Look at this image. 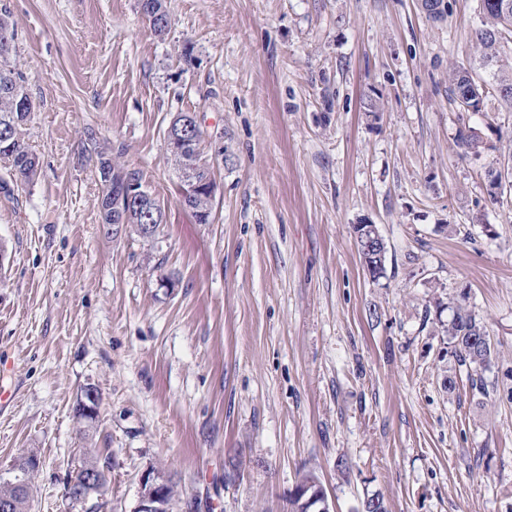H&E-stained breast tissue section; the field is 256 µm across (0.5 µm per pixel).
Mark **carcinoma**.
Listing matches in <instances>:
<instances>
[{
    "instance_id": "1",
    "label": "carcinoma",
    "mask_w": 512,
    "mask_h": 512,
    "mask_svg": "<svg viewBox=\"0 0 512 512\" xmlns=\"http://www.w3.org/2000/svg\"><path fill=\"white\" fill-rule=\"evenodd\" d=\"M157 0H140L142 13L149 20L155 34L163 35L168 31L169 15H164L165 24L160 19L152 17L147 9V2ZM486 13V22L482 29L476 33V43L483 65L495 68L498 71V81L494 88L497 96L506 104L512 106V63L504 59L501 49L503 44L512 43V14L503 15L496 7V0H483ZM10 44L0 41V162L11 172L15 181L20 184L31 183L39 174V160L25 140L23 126L30 111L22 110L18 100L27 96L24 88L23 72L18 70L17 64L10 62ZM452 94L456 99L470 98V105L483 102L484 91L476 82L468 68L457 66L452 73ZM184 162L193 168L196 177L201 182L213 181L208 167L199 164V152L191 151L185 154ZM94 167L99 175H109L108 183L113 188L122 187L129 174H134L138 184H144L143 176L139 170H130V167L113 159L105 151L95 153ZM120 209L123 215V224L132 231L142 234L145 224L142 211L129 207L117 196L106 194L105 201L99 203L101 226L104 235L112 236V207ZM449 343L454 345L455 356L458 362L478 368H487L492 361L491 344L485 342L486 331L480 319L472 313L460 300L452 307V316L445 328ZM98 462L93 456H86L78 467L69 473L65 484V493L77 492L83 479V463ZM10 496L15 499L16 512H29L30 505L27 500L18 494L17 489L8 481L0 480V497Z\"/></svg>"
}]
</instances>
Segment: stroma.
<instances>
[{
    "label": "stroma",
    "mask_w": 512,
    "mask_h": 512,
    "mask_svg": "<svg viewBox=\"0 0 512 512\" xmlns=\"http://www.w3.org/2000/svg\"><path fill=\"white\" fill-rule=\"evenodd\" d=\"M165 5L160 37L139 0H0L41 165L0 193V472L37 457L32 512H84L64 482L87 449L112 459L101 512H133L150 472L173 512H290L305 470L334 512L374 493L388 512H512V190L491 203L486 180L512 108L476 51L482 0L438 20L420 0ZM459 65L480 111L450 91ZM180 112L216 184L208 224L179 203ZM93 143L141 171L155 238L103 235ZM356 224L386 242L379 280ZM459 299L494 346L479 373L441 326ZM177 120L167 131V147L175 159L183 157L185 152L198 147L195 137L198 120L195 113H181ZM97 409L98 391L94 387L85 388L76 405V416L90 423L96 417Z\"/></svg>",
    "instance_id": "obj_1"
}]
</instances>
